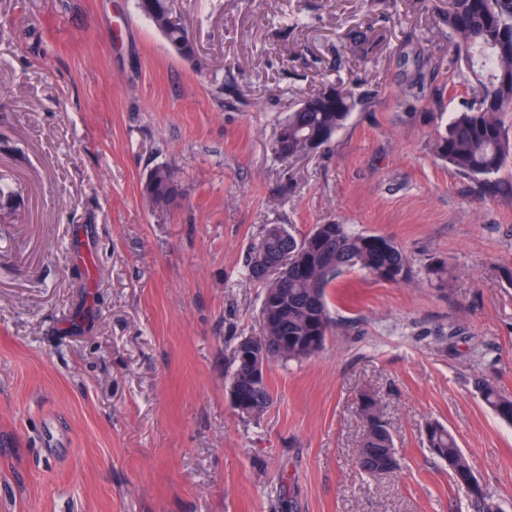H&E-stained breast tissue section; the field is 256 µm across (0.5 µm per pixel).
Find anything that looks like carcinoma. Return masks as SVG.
I'll list each match as a JSON object with an SVG mask.
<instances>
[{
  "mask_svg": "<svg viewBox=\"0 0 512 512\" xmlns=\"http://www.w3.org/2000/svg\"><path fill=\"white\" fill-rule=\"evenodd\" d=\"M444 22L452 39L448 69L464 64L475 83L473 103L456 113L431 143L435 157L456 171L488 178L512 159V134L505 117L512 113V0H448ZM357 105L352 88L339 83L324 86L302 99L279 128L274 152L282 159L308 154L311 148L328 147ZM170 184L142 187L144 197L158 208L182 195L181 184L169 174ZM288 254V274L270 278L257 266L261 252ZM358 268L373 280L400 283L412 272L402 248L378 234L356 232L346 224H317L302 239L279 226L265 230L253 246L249 275L264 284L261 303L262 331L257 342L276 343L270 360L302 361L324 345L331 327L326 289L344 272ZM430 284L448 288V264L435 260L426 267ZM231 386L247 398L235 409L248 417L261 416L272 403L268 378H251L247 361L233 347ZM480 391L486 405L503 422L512 425V395L484 382ZM364 422L362 445L374 449V461L361 464L372 474L388 471L387 460L396 456L376 397L366 392L358 404ZM430 453L448 465L457 487L468 493L478 512H495L491 497L478 481L455 435L443 424L429 421L424 427Z\"/></svg>",
  "mask_w": 512,
  "mask_h": 512,
  "instance_id": "obj_1",
  "label": "carcinoma"
}]
</instances>
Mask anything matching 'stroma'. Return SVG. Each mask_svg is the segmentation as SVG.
<instances>
[{"instance_id":"35a3bbf8","label":"stroma","mask_w":512,"mask_h":512,"mask_svg":"<svg viewBox=\"0 0 512 512\" xmlns=\"http://www.w3.org/2000/svg\"><path fill=\"white\" fill-rule=\"evenodd\" d=\"M170 7L192 57L136 0H0V512H473L431 419L512 512V426L479 391L512 394V162L488 186L431 151L471 81L437 67L448 0ZM341 80L358 104L329 147L277 159L288 112ZM160 165L168 211L141 193ZM333 222L394 239L411 276L343 273L323 348L272 362L271 407L241 416L251 248ZM365 391L400 458L381 475L357 463ZM170 184L159 187L151 183H144L142 192L150 203L161 210H164L163 196L166 203L172 202L177 196L181 197L182 190L180 182L175 178L173 172H169Z\"/></svg>"}]
</instances>
